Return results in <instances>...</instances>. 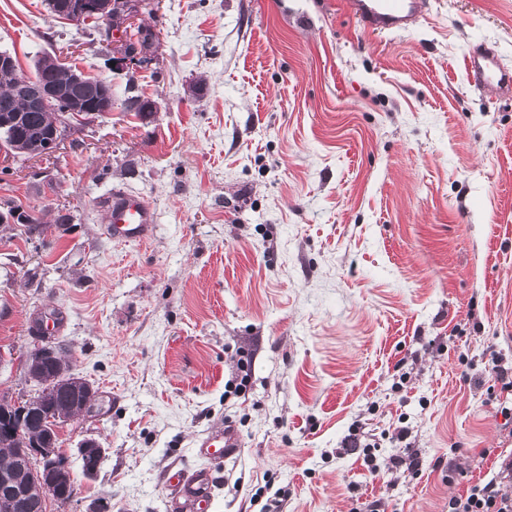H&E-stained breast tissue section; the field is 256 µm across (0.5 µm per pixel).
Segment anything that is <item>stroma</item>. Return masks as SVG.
Wrapping results in <instances>:
<instances>
[{
	"instance_id": "stroma-1",
	"label": "stroma",
	"mask_w": 512,
	"mask_h": 512,
	"mask_svg": "<svg viewBox=\"0 0 512 512\" xmlns=\"http://www.w3.org/2000/svg\"><path fill=\"white\" fill-rule=\"evenodd\" d=\"M140 22L151 60L118 69L104 29L0 0L23 74L51 55L112 86L56 152L0 155V352L60 313L98 390L62 430L76 493L52 512H172L168 473L222 425L239 451L213 512H448L512 449L489 373L512 363V92L463 63L487 43L512 69V0H422L387 36L343 0H160ZM115 190L151 206L150 240L107 235ZM356 440L399 465L371 474Z\"/></svg>"
}]
</instances>
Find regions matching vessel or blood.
Instances as JSON below:
<instances>
[{
  "instance_id": "1",
  "label": "vessel or blood",
  "mask_w": 512,
  "mask_h": 512,
  "mask_svg": "<svg viewBox=\"0 0 512 512\" xmlns=\"http://www.w3.org/2000/svg\"><path fill=\"white\" fill-rule=\"evenodd\" d=\"M419 0H346L345 8L364 32L391 34L406 29L418 15ZM464 66L477 87L512 89V69L505 67L495 49L484 44L472 46L464 55ZM107 214L106 231L119 241H147L155 222L151 207L130 193L116 191L103 200ZM197 455L207 461L204 468L186 473L170 472L173 512H210L217 473L239 448L232 431L221 430L195 444Z\"/></svg>"
}]
</instances>
